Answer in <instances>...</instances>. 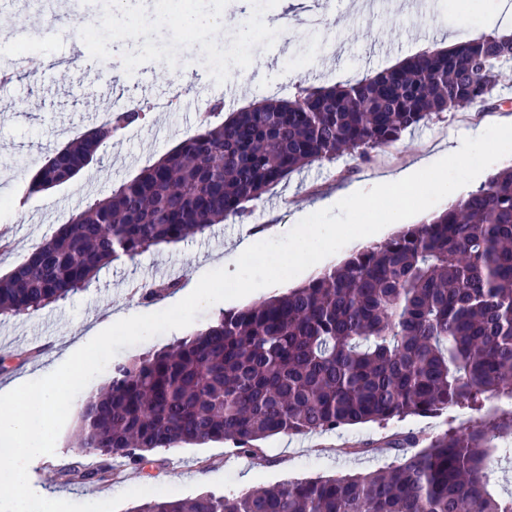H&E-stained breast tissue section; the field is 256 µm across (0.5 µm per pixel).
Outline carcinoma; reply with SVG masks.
Wrapping results in <instances>:
<instances>
[{
	"label": "carcinoma",
	"instance_id": "cac0c4a2",
	"mask_svg": "<svg viewBox=\"0 0 512 512\" xmlns=\"http://www.w3.org/2000/svg\"><path fill=\"white\" fill-rule=\"evenodd\" d=\"M512 80V36L436 48L345 85L302 87L291 100L249 105L224 121V101L199 131L110 196L86 203L0 276V316L17 317L88 288L102 269L203 234L304 168L367 159L407 131L463 106L484 107ZM132 105L74 135L32 179L70 181L112 136L146 118ZM155 282L147 302L178 288ZM512 167L437 217L353 251L305 284L222 310L142 358L114 362L79 408L66 484L103 481L108 460L141 464L183 444L224 442L255 456L272 436H303L455 408L477 414L386 471L287 481L258 491L152 498L129 512H512L491 456L512 440Z\"/></svg>",
	"mask_w": 512,
	"mask_h": 512
}]
</instances>
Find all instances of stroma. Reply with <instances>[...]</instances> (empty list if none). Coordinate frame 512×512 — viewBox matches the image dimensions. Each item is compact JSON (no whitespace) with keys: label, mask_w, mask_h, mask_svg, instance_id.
Wrapping results in <instances>:
<instances>
[{"label":"stroma","mask_w":512,"mask_h":512,"mask_svg":"<svg viewBox=\"0 0 512 512\" xmlns=\"http://www.w3.org/2000/svg\"><path fill=\"white\" fill-rule=\"evenodd\" d=\"M494 11L499 22L512 25V0L500 10L493 0H383L377 10L360 0H306L302 7L285 0H175L166 12L153 0H91L85 6L54 0L41 11L28 8L25 0H0V23L34 33L25 69L0 79V233L9 242L0 249V275L50 239L87 199L106 197L194 134L211 99H223L230 113L269 98H293L302 86L351 82L444 45L455 28L473 37L485 34ZM311 13L323 17L322 26L305 24ZM230 39L244 52L228 59L224 44ZM188 57L196 66L175 67L176 59ZM203 57L224 60L223 73L200 65ZM146 86L157 98L178 97L177 107L150 110L144 122L114 136L70 182L29 192L31 175L72 133L101 124L106 112L141 102ZM499 99V106L484 111L471 107L443 114L369 160L346 155L314 164L264 195L245 218L230 217L177 245L113 262L68 300L0 318V390L53 372L109 327L114 314L154 313L185 298L234 238L283 236L315 202L384 179L418 159L440 157L445 147L512 119V81ZM172 275L180 281L173 296L140 300L137 286ZM472 418L469 410L455 409L385 425L277 435L262 441L258 460L228 443L187 444L157 452L150 463L127 466L121 479L64 485L57 470L78 452L72 415L54 454L33 459L28 474L38 495L75 503L120 497L141 486L171 488L175 499L207 491L224 495L288 480L383 470L395 460L382 446L386 439L410 430L425 444Z\"/></svg>","instance_id":"35a3bbf8"}]
</instances>
